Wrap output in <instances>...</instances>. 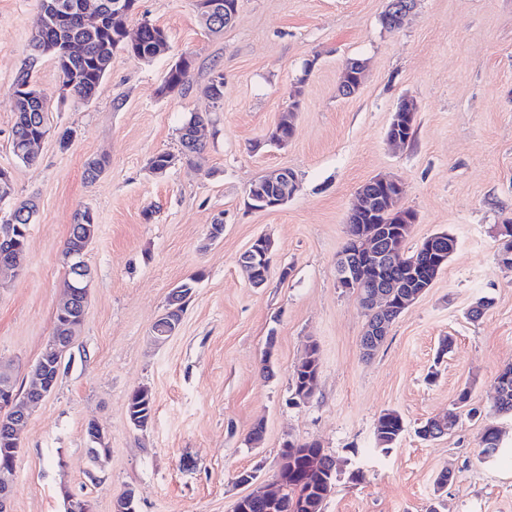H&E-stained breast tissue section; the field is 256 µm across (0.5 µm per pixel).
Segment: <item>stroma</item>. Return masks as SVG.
<instances>
[{
  "label": "stroma",
  "instance_id": "1",
  "mask_svg": "<svg viewBox=\"0 0 512 512\" xmlns=\"http://www.w3.org/2000/svg\"><path fill=\"white\" fill-rule=\"evenodd\" d=\"M385 8L386 0H239L233 24L215 35L194 0H139L167 32L168 52L149 62L114 53L83 102L63 96L54 59L29 56L40 0H0V168L15 200L36 203L23 266L0 278V366L17 389L30 386L52 332L74 215L86 207L98 223L84 256L92 278L83 324L54 389L21 429L12 512H64V487L93 512H114L128 489L136 512H233L248 492L239 472L273 485L289 439L318 441L341 468L324 512H512V416L497 413L494 392L512 363V269L497 260L498 231L512 222V0H417L392 31L381 23ZM183 56L192 61L185 85L160 93ZM351 57L366 76L346 98L339 76ZM27 66L50 129L30 163L11 147L14 81ZM218 71L216 102L205 88ZM297 88L294 136L280 150L266 134ZM405 98L418 106L414 140L393 146L386 131ZM194 113L208 118L199 166L179 154V129ZM162 151L175 160L156 174L148 161ZM99 158L103 172L86 181V163ZM274 168L293 173V197L248 208V188ZM381 173L399 178L402 204L417 214L407 249L443 230L457 246L367 357L359 293L339 288L336 260L357 189ZM219 216L224 232L213 240ZM261 235L274 248L270 277L256 288L238 259ZM195 274L177 334L155 343L170 291ZM482 298L489 307L470 320ZM311 343L318 385L296 405L291 374ZM142 385L155 412L139 430L126 406ZM466 386L481 419L420 439L417 428L451 410ZM388 410L405 431L385 450L375 427ZM92 421L108 449L95 461ZM259 422L262 441L248 443ZM489 423L502 431L491 458L479 445ZM443 471L451 479L440 489Z\"/></svg>",
  "mask_w": 512,
  "mask_h": 512
}]
</instances>
